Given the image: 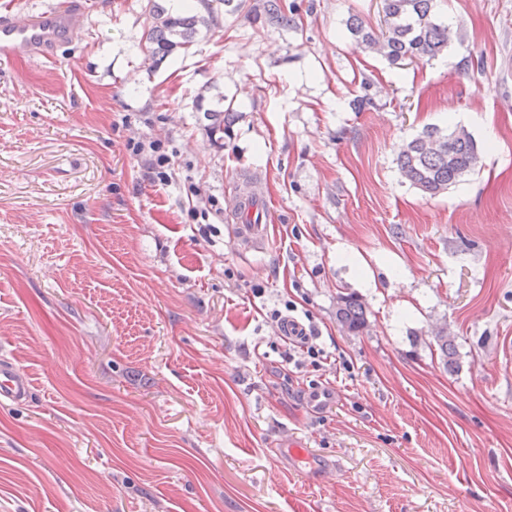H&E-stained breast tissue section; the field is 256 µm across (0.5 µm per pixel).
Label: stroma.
<instances>
[{"instance_id": "35a3bbf8", "label": "stroma", "mask_w": 512, "mask_h": 512, "mask_svg": "<svg viewBox=\"0 0 512 512\" xmlns=\"http://www.w3.org/2000/svg\"><path fill=\"white\" fill-rule=\"evenodd\" d=\"M266 2L214 0L154 66L146 0H83L52 62L0 61V356L32 382L0 404V512H512V0H434L447 51L398 65L346 29L382 0H282L288 28ZM219 95L216 145L195 103ZM432 125L481 149L435 197L397 167ZM250 180L274 238L243 250ZM290 300L336 360L316 411L318 371L285 375ZM285 438L337 473L317 483ZM203 102H204V98L201 97V98L197 99L196 111L197 112H207L206 113L207 116L212 118L211 120L214 121L212 124V127H210V130H212L211 135H213V134L216 135V133L224 134V129L229 127L230 124L234 120V112L232 111V109H229V108L227 110H224L223 96H221L218 99L217 105L215 106V108L204 109ZM128 149L135 156L145 157L148 169L151 170V173H156L160 181H168V174L165 167H170L172 159L162 151L161 144L155 141L131 142L128 144ZM365 309L354 296L339 297L336 307V321L344 330L359 333L365 326Z\"/></svg>"}]
</instances>
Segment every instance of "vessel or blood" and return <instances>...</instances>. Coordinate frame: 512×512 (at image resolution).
I'll return each mask as SVG.
<instances>
[{"label":"vessel or blood","mask_w":512,"mask_h":512,"mask_svg":"<svg viewBox=\"0 0 512 512\" xmlns=\"http://www.w3.org/2000/svg\"><path fill=\"white\" fill-rule=\"evenodd\" d=\"M84 11L78 0H65L32 13H17L0 21V60L28 58L44 60L63 39L79 32L77 21ZM235 214L238 223L235 238L239 246L247 248L266 244L270 227L259 208L257 194L243 191L237 196ZM27 378L6 359L0 360V401L21 404L31 395Z\"/></svg>","instance_id":"obj_1"}]
</instances>
